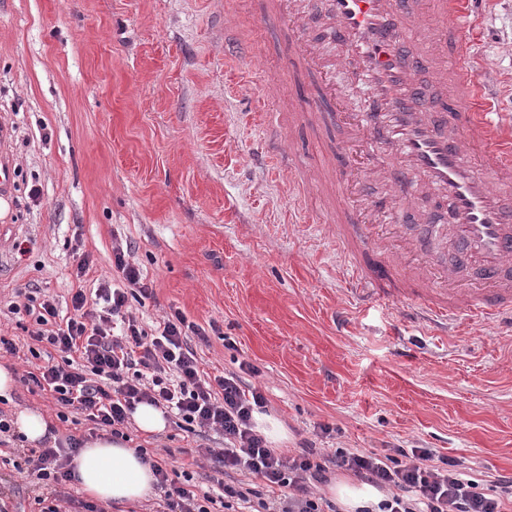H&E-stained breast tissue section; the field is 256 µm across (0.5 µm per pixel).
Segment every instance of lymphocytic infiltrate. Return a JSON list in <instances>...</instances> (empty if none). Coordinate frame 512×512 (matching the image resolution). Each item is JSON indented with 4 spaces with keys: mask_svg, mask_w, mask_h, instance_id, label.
I'll return each mask as SVG.
<instances>
[{
    "mask_svg": "<svg viewBox=\"0 0 512 512\" xmlns=\"http://www.w3.org/2000/svg\"><path fill=\"white\" fill-rule=\"evenodd\" d=\"M113 266L123 283H101L94 297L77 289L73 313L61 316L58 307L34 292L24 303H11L10 314L32 316L31 338L53 347L28 379L50 392L67 421L68 410L85 415L91 426L87 437L123 436L137 404L148 403L177 418L180 430H215L224 435L220 448H201L197 454L214 461L215 470L228 476L245 472L261 479L268 489H282L284 498L261 502L262 512H341L338 505L315 496L314 487L325 483L330 470L353 473L363 483L387 490L379 512H504L505 496H512V476L496 479L492 492L464 477L453 460L435 458L430 449H395L378 454L349 448H317L303 442L296 454L284 456L270 448L253 424L266 398L259 388L229 374L211 377L196 351L188 344L198 325L182 313L157 321L146 331L130 312L131 301L152 296L153 289L123 247L113 250ZM106 308L97 311L94 300ZM85 437L73 434L44 438L38 447L17 449L14 468L29 478L38 512H99L96 504L66 494L73 479L69 461ZM164 493L162 512H232L249 503L242 487L219 483L217 492L195 493L170 475L166 462L143 454Z\"/></svg>",
    "mask_w": 512,
    "mask_h": 512,
    "instance_id": "f902f5d3",
    "label": "lymphocytic infiltrate"
}]
</instances>
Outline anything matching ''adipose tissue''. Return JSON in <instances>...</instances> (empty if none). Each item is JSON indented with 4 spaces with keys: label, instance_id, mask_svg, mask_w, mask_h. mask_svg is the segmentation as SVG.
Instances as JSON below:
<instances>
[{
    "label": "adipose tissue",
    "instance_id": "ef3b65f1",
    "mask_svg": "<svg viewBox=\"0 0 512 512\" xmlns=\"http://www.w3.org/2000/svg\"><path fill=\"white\" fill-rule=\"evenodd\" d=\"M73 466L83 491L101 502L133 503L153 491L155 478L150 466L136 449L119 438L87 440ZM328 491L344 512H372L383 499L376 488L349 478L330 484Z\"/></svg>",
    "mask_w": 512,
    "mask_h": 512
}]
</instances>
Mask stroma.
<instances>
[{
	"label": "stroma",
	"instance_id": "1",
	"mask_svg": "<svg viewBox=\"0 0 512 512\" xmlns=\"http://www.w3.org/2000/svg\"><path fill=\"white\" fill-rule=\"evenodd\" d=\"M271 0H0V131L15 168L0 197V356L16 377L6 413L51 400L31 392L30 338L5 313L18 288L59 310L75 288L110 280L128 244L154 291L132 311L144 328L178 311L210 374L260 386L287 431L276 445L427 448L490 488L512 473V334L471 323L440 334L362 302L336 253L333 207L316 187L347 151L335 127H288L289 100L313 98L292 68V33ZM474 66L501 120L512 119V0H483L468 31ZM257 113L276 116L301 167H259ZM38 199H30L31 187ZM89 255L92 268L77 280ZM131 447L210 488L187 465L175 424Z\"/></svg>",
	"mask_w": 512,
	"mask_h": 512
}]
</instances>
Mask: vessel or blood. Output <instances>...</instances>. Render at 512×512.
<instances>
[{"label": "vessel or blood", "mask_w": 512, "mask_h": 512, "mask_svg": "<svg viewBox=\"0 0 512 512\" xmlns=\"http://www.w3.org/2000/svg\"><path fill=\"white\" fill-rule=\"evenodd\" d=\"M331 18L318 32L292 40L291 61L312 68L323 82L307 103L321 121L335 124L344 141L372 160V172L392 183L394 197L410 196L424 178L447 228L425 224L419 238L448 241L478 273L458 278L424 256L403 234V213L393 199L364 192V177L335 179L336 245L356 284L357 297L401 304L410 321L434 317L439 325L471 322L512 330V146L495 113L482 108L478 73L466 36L476 0H325ZM298 0H275L281 26H297ZM434 17L443 31L436 46L418 47L421 23ZM335 46L338 60L325 56ZM366 86L370 105L350 111L331 80L336 66ZM431 66L452 84L451 100L421 95L420 74ZM258 151L262 164L293 169L296 159L279 148L277 120L263 117Z\"/></svg>", "instance_id": "vessel-or-blood-1"}]
</instances>
